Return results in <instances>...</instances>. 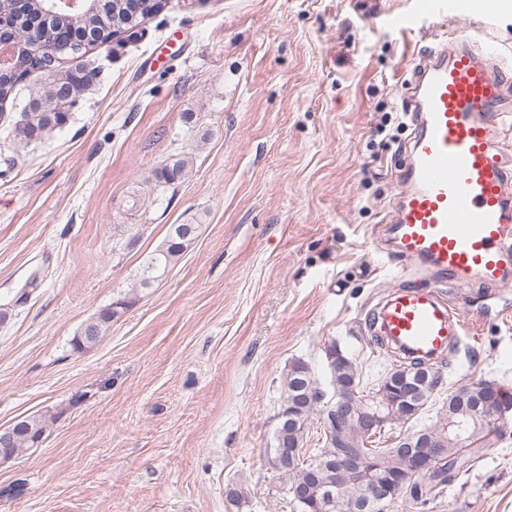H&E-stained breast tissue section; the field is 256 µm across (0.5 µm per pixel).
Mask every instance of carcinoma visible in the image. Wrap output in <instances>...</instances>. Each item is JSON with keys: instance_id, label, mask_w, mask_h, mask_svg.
Returning a JSON list of instances; mask_svg holds the SVG:
<instances>
[{"instance_id": "carcinoma-1", "label": "carcinoma", "mask_w": 512, "mask_h": 512, "mask_svg": "<svg viewBox=\"0 0 512 512\" xmlns=\"http://www.w3.org/2000/svg\"><path fill=\"white\" fill-rule=\"evenodd\" d=\"M108 15L102 17L91 8L80 13L57 10L51 0H24L18 4L15 0H0V19L11 22L19 37L21 54L18 60V73L5 82H0V105L7 102L17 86L23 83L40 68L42 50L68 40L82 33L89 36L85 46L106 44L115 35L131 30L145 23L146 19L160 12L162 0H140L139 13L131 17L130 0H110ZM96 77L94 70L82 63H77L66 70H56L52 79L39 77L37 83L29 89L26 111L19 113L12 120V141L10 153L0 158L3 163L13 168L18 163L22 149L44 141L53 131L65 127L71 119L67 108L74 105L76 98L86 90ZM192 157L184 153H176L168 157L167 162L156 173V178L163 181V189L177 190V184L187 175ZM199 230L197 224H172L167 239L154 253L148 255L138 271L139 286L149 288L165 276L169 268L177 262L187 246L196 237ZM130 302L119 299L112 305L101 309L98 314L86 323L73 338V348L82 351L95 345L112 325V321L120 317ZM376 346L387 356L384 371L387 373L422 367L424 363L393 355L379 340L374 339ZM340 387L336 390V399L345 396L346 390L341 386L346 380L355 382L358 398L362 399L377 391L374 381H363L355 361L349 357L341 365L336 376ZM283 409L297 406V413L290 418L281 419L274 433L277 446L285 448L292 444L301 446L303 459L290 466L283 463L278 469L288 476L287 483L281 488L284 495H289L293 486L306 481L308 469L314 458L321 457L326 465L332 464L334 448L323 435L324 445L309 452L305 448V438L311 420L325 419L328 401L321 398L323 387L309 364L302 360H294L286 372L283 382ZM23 431L15 435L6 448L0 447V458H14L23 452L36 448L43 441L46 431L45 420L38 417L22 418ZM501 410L496 405L488 406L476 420L469 421L472 432L481 440L487 435L504 434ZM462 447H451L433 465L431 471L417 482V493L411 500L426 506L429 490L443 488L453 482L459 475L458 459ZM374 452L382 469L387 472L407 473L410 465L407 458L393 448L375 446ZM328 478L333 487L324 490L312 503L307 512H355L361 502L362 487L357 479L341 471L331 473Z\"/></svg>"}]
</instances>
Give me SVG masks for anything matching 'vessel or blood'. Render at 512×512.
<instances>
[{"label":"vessel or blood","mask_w":512,"mask_h":512,"mask_svg":"<svg viewBox=\"0 0 512 512\" xmlns=\"http://www.w3.org/2000/svg\"><path fill=\"white\" fill-rule=\"evenodd\" d=\"M474 0H419L417 17L451 13L465 20ZM488 41L453 30L429 47L411 70L414 136L400 173L401 190L386 224L409 270L431 288L390 291L371 317V335L411 359L432 363L469 330L457 308L436 289L505 281L512 248V153L500 145L512 116V75L491 66Z\"/></svg>","instance_id":"obj_1"}]
</instances>
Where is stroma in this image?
Here are the masks:
<instances>
[{
    "mask_svg": "<svg viewBox=\"0 0 512 512\" xmlns=\"http://www.w3.org/2000/svg\"><path fill=\"white\" fill-rule=\"evenodd\" d=\"M415 10L168 0L122 46L85 55L97 76L72 120L0 165V426L47 422L38 447L0 461V512H292L267 454L289 364L327 379L335 345L375 380L367 310L430 284L402 274L382 223L411 135L405 81L457 26L397 24ZM465 24L512 57V11L487 5ZM179 152L191 172L176 195L156 192ZM173 224L197 238L135 288ZM125 297L104 339L74 351ZM458 307L471 335L445 391L492 379L512 393V280L461 289ZM507 428L427 508L401 497L389 512H512ZM130 301L119 299L112 305L101 309L98 314L86 323L80 332L74 336L73 348L75 351H82L95 345L103 337L105 332L112 325V321L119 318L130 306Z\"/></svg>",
    "mask_w": 512,
    "mask_h": 512,
    "instance_id": "1",
    "label": "stroma"
}]
</instances>
